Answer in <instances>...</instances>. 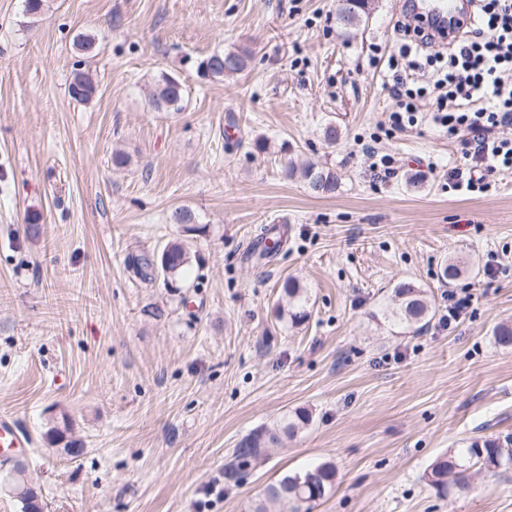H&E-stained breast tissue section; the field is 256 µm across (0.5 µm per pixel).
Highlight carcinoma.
I'll return each instance as SVG.
<instances>
[{"label": "carcinoma", "mask_w": 512, "mask_h": 512, "mask_svg": "<svg viewBox=\"0 0 512 512\" xmlns=\"http://www.w3.org/2000/svg\"><path fill=\"white\" fill-rule=\"evenodd\" d=\"M370 14V0H341L337 14L338 23L346 30H355L362 18ZM246 65V54L238 52H214L199 63L200 72L216 80L241 72ZM81 84V90L70 93L79 101H88L96 92L92 78L75 71L71 84ZM185 100V87L182 81L170 74L162 73L156 77L152 103L155 108L166 112H179ZM288 175L300 176L309 190L315 194H331L336 191L340 176L328 166L307 163L300 168L288 166ZM170 220L182 226L183 232L195 235L203 230L193 210L179 207L172 212ZM189 264V253L178 242L168 243L161 254H141L134 260L135 273L144 281H152L163 275L168 284L176 282L184 268ZM284 291L288 297V315L292 322L305 321L308 300L304 289L298 282L288 280ZM435 314L434 304L427 298L426 291L411 282H401L394 290V300L389 307V318L394 324L415 333L429 323ZM279 441V432L269 431L266 435H255L243 440L237 450V457L255 456L263 443L274 444ZM487 471L509 469L512 467V439L499 441H474L465 453L455 456L439 457L426 472V480L437 492H448V476H453V484L464 487L462 473L473 466ZM3 480L7 481L10 492L20 504V512H41L42 499L37 489L26 479L25 464L13 458L0 461ZM336 468L330 463H321L311 469L286 473L277 481L268 485L261 498L255 501L252 512H275L283 508L286 512H312L317 503L323 500L333 489Z\"/></svg>", "instance_id": "obj_1"}]
</instances>
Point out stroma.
I'll return each mask as SVG.
<instances>
[{"instance_id":"1","label":"stroma","mask_w":512,"mask_h":512,"mask_svg":"<svg viewBox=\"0 0 512 512\" xmlns=\"http://www.w3.org/2000/svg\"><path fill=\"white\" fill-rule=\"evenodd\" d=\"M398 4L372 0L348 32L339 0H44L34 21L0 0V413L32 438L44 512H251L325 462L335 485L313 512H512V469L444 496L425 480L438 457L512 438V346L495 340L512 322V171L455 190L461 139L429 123L364 145L393 107ZM82 33L95 56L75 50ZM216 51L245 68L202 78ZM78 70L96 83L86 102L68 94ZM163 72L187 87L182 111L150 103ZM299 161L335 168L336 191L288 177ZM179 206L202 234L170 222ZM275 225L285 244L250 258ZM179 238L177 286L129 268ZM457 258L468 272L442 281ZM291 277L309 298L297 326L279 312ZM402 281L437 314L452 290L473 305L454 328L405 331L383 317ZM302 411L228 471L242 439Z\"/></svg>"}]
</instances>
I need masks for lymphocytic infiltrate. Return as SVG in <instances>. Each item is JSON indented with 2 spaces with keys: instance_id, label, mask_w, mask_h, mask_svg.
<instances>
[{
  "instance_id": "f902f5d3",
  "label": "lymphocytic infiltrate",
  "mask_w": 512,
  "mask_h": 512,
  "mask_svg": "<svg viewBox=\"0 0 512 512\" xmlns=\"http://www.w3.org/2000/svg\"><path fill=\"white\" fill-rule=\"evenodd\" d=\"M390 93L394 107L389 132L428 122L461 136L467 168H451L453 187L472 193L488 188V173L512 169V0H474L470 21L449 43L447 56L432 50L430 35L405 28ZM411 66L437 64L431 87H410L398 74L400 60Z\"/></svg>"
}]
</instances>
